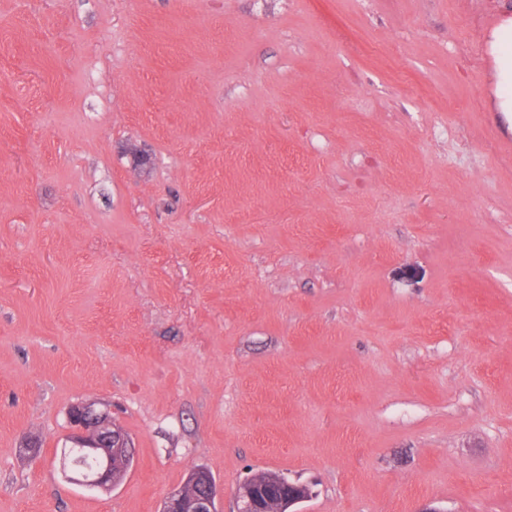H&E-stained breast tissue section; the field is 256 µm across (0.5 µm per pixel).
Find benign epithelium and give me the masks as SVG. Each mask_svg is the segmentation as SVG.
<instances>
[{"label": "benign epithelium", "mask_w": 512, "mask_h": 512, "mask_svg": "<svg viewBox=\"0 0 512 512\" xmlns=\"http://www.w3.org/2000/svg\"><path fill=\"white\" fill-rule=\"evenodd\" d=\"M68 422L71 447L80 449L82 459H93L98 466L89 476L82 468L81 459L69 460L63 465L67 481L90 491H109L118 486L134 459V448L127 434L112 424L110 414L92 401L72 405ZM270 483L282 492L283 512L311 497L308 485L290 481L285 476L277 475ZM187 486L197 489L196 495L187 496L185 487L173 491L164 503L163 512H215L223 495L216 481L198 469L189 475ZM266 494L267 488L245 481L236 491V499L242 503L238 512H267Z\"/></svg>", "instance_id": "obj_1"}]
</instances>
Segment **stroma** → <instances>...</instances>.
Returning a JSON list of instances; mask_svg holds the SVG:
<instances>
[{
  "label": "stroma",
  "instance_id": "obj_1",
  "mask_svg": "<svg viewBox=\"0 0 512 512\" xmlns=\"http://www.w3.org/2000/svg\"><path fill=\"white\" fill-rule=\"evenodd\" d=\"M512 0H0V512H512ZM132 440L59 468L68 408ZM490 54L496 71L495 110L512 112V19L492 33ZM69 448H79L82 456L62 465L67 481L90 491H109L118 486L134 459V448L127 434L112 424V417L95 402L74 404L68 411ZM90 458L99 464L92 476L81 461ZM185 488L188 494L194 495L196 493V495L188 497ZM195 488L198 490L197 492ZM222 495L223 489L216 481L211 480L203 469H198L189 475L183 487L170 493L162 511L215 512V507ZM270 479V473H261L252 477V481L247 480L241 484L236 491V499L242 503L241 507H238V512H280L281 504L279 499L272 498L266 501L267 487H257L253 484V481L265 483ZM265 506L267 510L265 509ZM270 483L282 492L281 502L283 511L297 512L298 510H289L293 506L306 501L311 497V489L308 485L288 480L287 477L277 475L270 480Z\"/></svg>",
  "mask_w": 512,
  "mask_h": 512
}]
</instances>
